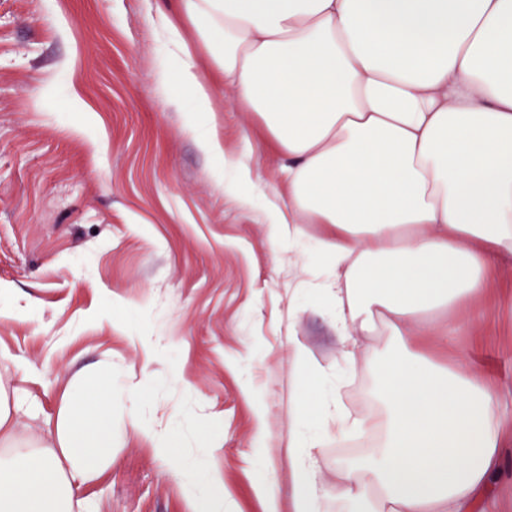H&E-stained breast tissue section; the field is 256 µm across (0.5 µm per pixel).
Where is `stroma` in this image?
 <instances>
[{"mask_svg":"<svg viewBox=\"0 0 512 512\" xmlns=\"http://www.w3.org/2000/svg\"><path fill=\"white\" fill-rule=\"evenodd\" d=\"M167 21L188 26L179 0H0V379L46 419L78 371L108 361L149 377L146 425L173 428L192 413L185 452L219 477L226 512H264V478L276 483L278 512H291L288 338L332 372L336 325L289 277L262 204L224 191L220 161L186 128L193 101L172 77L180 58L162 35ZM211 107L226 155L271 180L262 127L225 109L217 76ZM483 306L479 339L444 348L428 338L425 353L451 367L479 345L486 383L511 385L512 281L492 282ZM373 372L364 356L347 374L348 411L374 410ZM261 418L268 448L253 441ZM198 425L212 432L208 448ZM505 443L471 512H512V420ZM114 446L111 470L79 493L91 512H196L174 463L147 439L122 435ZM355 451L332 438L318 449L324 512L339 509L337 457Z\"/></svg>","mask_w":512,"mask_h":512,"instance_id":"obj_1","label":"stroma"}]
</instances>
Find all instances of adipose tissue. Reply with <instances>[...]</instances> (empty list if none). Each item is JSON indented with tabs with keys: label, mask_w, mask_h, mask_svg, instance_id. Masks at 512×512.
<instances>
[{
	"label": "adipose tissue",
	"mask_w": 512,
	"mask_h": 512,
	"mask_svg": "<svg viewBox=\"0 0 512 512\" xmlns=\"http://www.w3.org/2000/svg\"><path fill=\"white\" fill-rule=\"evenodd\" d=\"M191 37L180 54L185 116L199 146L224 149L209 117L210 83L192 45L224 79L226 102L253 113L287 185L254 179L231 158L236 189L262 198L275 246L297 273L304 227L328 225L313 292L335 315L344 369L353 329L385 326L398 348L369 347L385 420L351 416L333 376L307 366L289 337L297 426L288 438L292 512H322L314 479L326 437L376 430L382 447L343 464L344 512H470L495 476L512 389L487 385L464 355L444 369L419 339L448 345L474 327L471 306L512 268V0H182ZM448 312L427 321V312ZM148 389L121 383L111 362L76 374L45 428L25 429L35 402L0 381V512H89L78 496L112 467V439L131 433L175 461L198 512H224L218 478L176 434L142 423Z\"/></svg>",
	"instance_id": "obj_1"
}]
</instances>
